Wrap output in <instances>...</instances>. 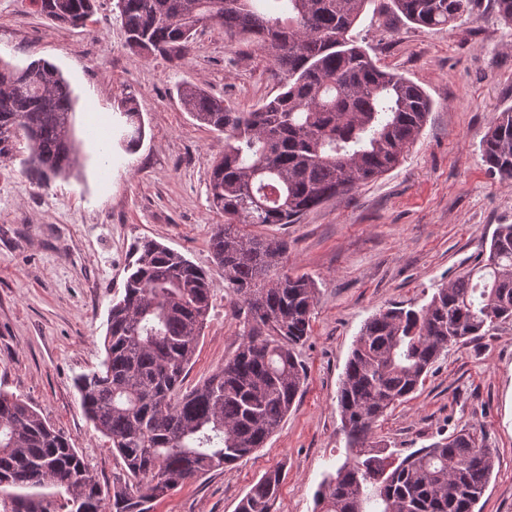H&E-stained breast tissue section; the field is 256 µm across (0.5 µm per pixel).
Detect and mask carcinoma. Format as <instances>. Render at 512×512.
I'll use <instances>...</instances> for the list:
<instances>
[{
  "instance_id": "obj_1",
  "label": "carcinoma",
  "mask_w": 512,
  "mask_h": 512,
  "mask_svg": "<svg viewBox=\"0 0 512 512\" xmlns=\"http://www.w3.org/2000/svg\"><path fill=\"white\" fill-rule=\"evenodd\" d=\"M53 22L84 26L96 0H41ZM371 0H116L126 47L138 59L175 66L199 28L257 46L284 75V91L244 111L186 82L178 98L191 117L224 135L210 160L209 202L224 215L208 245L224 270L241 323L235 353L189 390L211 305L207 273L145 238L134 248L121 299L112 304L99 367L76 379L81 407L108 438L124 478L102 485L70 439L28 402L0 391V494L38 512L42 488L80 501L71 512H150L187 481L265 445L302 390L296 349L311 334L317 283L286 266L288 241L247 232L295 224L328 200L396 167L431 106L424 90L378 67L351 35ZM421 27H444L476 0H392ZM118 132L137 151L142 115L128 98ZM491 172L512 180V109L480 141ZM25 154L46 183L79 164L73 97L52 63L0 62V158ZM512 320V224L494 231L485 257L436 289L420 308L369 318L354 342L337 403L349 457L316 491V512H475L494 468L492 449L467 430L404 457L372 440L374 424L423 383L452 346ZM283 474L262 475L236 512H271Z\"/></svg>"
}]
</instances>
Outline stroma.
Listing matches in <instances>:
<instances>
[{"label":"stroma","mask_w":512,"mask_h":512,"mask_svg":"<svg viewBox=\"0 0 512 512\" xmlns=\"http://www.w3.org/2000/svg\"><path fill=\"white\" fill-rule=\"evenodd\" d=\"M115 0H98L84 27L57 25L30 0H0V60L54 63L75 97L80 165L38 184L19 160H0V391L20 395L70 436L101 484L121 472L84 416L75 378L104 356L109 309L122 293L133 248L156 240L208 270L212 304L186 386L236 351L241 327L224 273L208 246L224 217L208 202V166L223 138L196 122L177 96L190 82L242 110L279 93L282 76L251 43L199 31L182 66L140 60L125 46ZM380 68L422 87L432 102L399 165L259 234L288 242V268L317 283L312 333L299 347L303 391L263 448L191 480L153 512H235L267 471L284 472L272 512H315V493L348 454L337 391L364 322L393 305L426 304L471 268L498 225L512 224V180L492 174L480 140L512 108V25L493 0L452 26L422 28L372 0L357 28ZM142 113L134 154L115 144L125 98ZM112 144L102 162L101 141ZM492 448L495 467L480 512H512V321L449 348L411 399L373 427L402 454L460 429Z\"/></svg>","instance_id":"35a3bbf8"}]
</instances>
